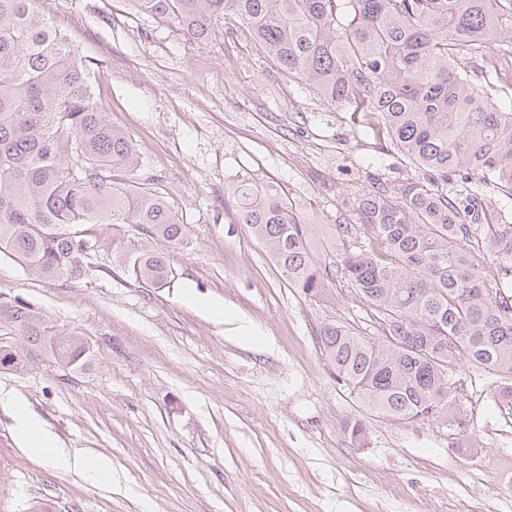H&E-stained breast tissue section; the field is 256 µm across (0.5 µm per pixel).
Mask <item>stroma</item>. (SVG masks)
Returning <instances> with one entry per match:
<instances>
[{
	"label": "stroma",
	"mask_w": 512,
	"mask_h": 512,
	"mask_svg": "<svg viewBox=\"0 0 512 512\" xmlns=\"http://www.w3.org/2000/svg\"><path fill=\"white\" fill-rule=\"evenodd\" d=\"M99 62L95 103L129 133L134 172L182 218L188 244L165 285L123 260L132 224H87L83 275L48 281L0 253V296L40 311L52 333L88 340L84 369L50 358L0 370L55 438L112 462V482L30 456L0 407V512H512V406L461 367L449 408L395 423L336 383L316 332L358 324L365 305L335 285L312 300L286 287L238 223L226 187L275 184L310 223L351 224L349 202L376 170L413 175L389 144L288 80L234 18L202 43L128 0H37ZM223 305L224 315L208 304ZM367 423L364 446L345 431Z\"/></svg>",
	"instance_id": "stroma-1"
}]
</instances>
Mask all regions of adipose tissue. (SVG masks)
Returning <instances> with one entry per match:
<instances>
[{"mask_svg": "<svg viewBox=\"0 0 512 512\" xmlns=\"http://www.w3.org/2000/svg\"><path fill=\"white\" fill-rule=\"evenodd\" d=\"M0 404L12 407L17 428L29 454L50 459L54 465L63 469L79 470L86 478L96 483L111 481L110 459L90 456L78 449L67 451L58 448L40 421L30 413L21 400L12 394L0 392Z\"/></svg>", "mask_w": 512, "mask_h": 512, "instance_id": "ef3b65f1", "label": "adipose tissue"}]
</instances>
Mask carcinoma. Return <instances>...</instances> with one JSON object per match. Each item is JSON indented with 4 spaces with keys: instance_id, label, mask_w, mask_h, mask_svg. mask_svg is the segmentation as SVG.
<instances>
[{
    "instance_id": "carcinoma-1",
    "label": "carcinoma",
    "mask_w": 512,
    "mask_h": 512,
    "mask_svg": "<svg viewBox=\"0 0 512 512\" xmlns=\"http://www.w3.org/2000/svg\"><path fill=\"white\" fill-rule=\"evenodd\" d=\"M140 13L205 40L227 15L289 78L350 113L364 136L386 140L416 169L376 175L353 199V224L321 234L290 199L243 178L228 189L240 224L282 279L311 299L336 281L362 298L376 332L326 323L317 341L336 382L375 417L425 420L445 408L458 365L512 381V223L491 199H512V111L492 94L512 31V0H131ZM96 62L36 10L0 0V252L35 275L74 281L84 224H134L184 247L186 229L156 187L117 183L134 142L93 104ZM136 278L156 288L171 273L164 249L140 247ZM0 367L42 355L75 371L83 337L53 336L41 312L0 299Z\"/></svg>"
}]
</instances>
